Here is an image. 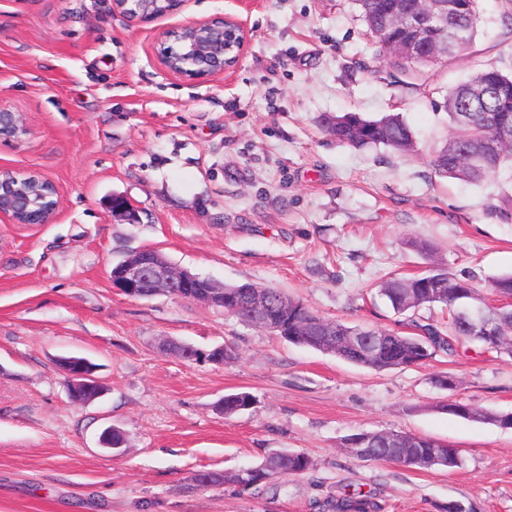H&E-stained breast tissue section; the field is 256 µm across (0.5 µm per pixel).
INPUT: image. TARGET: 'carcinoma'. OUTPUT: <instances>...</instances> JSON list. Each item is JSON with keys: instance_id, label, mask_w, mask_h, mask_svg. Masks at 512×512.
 Segmentation results:
<instances>
[{"instance_id": "cac0c4a2", "label": "carcinoma", "mask_w": 512, "mask_h": 512, "mask_svg": "<svg viewBox=\"0 0 512 512\" xmlns=\"http://www.w3.org/2000/svg\"><path fill=\"white\" fill-rule=\"evenodd\" d=\"M369 32L382 43L386 36L387 10L391 0H354ZM467 9L456 17L455 23L468 31L465 45H470L478 25L477 0H464ZM388 66L402 74L415 73L419 64L403 61L380 49ZM492 84L503 92H485ZM446 109L452 124L447 144L435 154L432 166L448 178L478 184L490 177L508 176L512 180V74H505L495 67L479 69L467 82L448 90ZM322 127L337 141L354 148L383 145L401 152L413 148V135L407 123L397 115H386L378 120H366L357 113L342 116L325 115ZM238 288L225 285L224 312L257 328L298 346L316 348L317 337L305 330L308 322H321L324 317L299 301H294L274 287L265 288L266 305L253 313L235 298ZM393 312L402 315L408 311L440 306L448 309V323L439 327L416 320L412 326L420 336L405 335L374 326H361L365 332H378L386 336L394 350L362 352L346 355L344 359L354 365L374 370L406 368L425 363L438 353L454 357L467 344L477 343L487 352L512 353V344L500 346L497 339L512 336V308L482 303L484 328H475L461 317L460 306L476 293L468 277L450 276L436 266L423 276H400L386 280L379 289ZM252 397L247 392L224 396V415L243 411ZM349 455L362 461H388L413 469L435 466L456 468L461 462L454 459L437 441L403 433L398 441L377 439L367 448H351ZM257 470L241 476L236 470L222 475L208 473L197 488L231 481L244 490H253L288 475L307 474L313 463L303 453L271 452L256 464ZM332 512H371L368 498L342 497L331 504Z\"/></svg>"}]
</instances>
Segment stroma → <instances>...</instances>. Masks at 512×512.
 <instances>
[{"mask_svg": "<svg viewBox=\"0 0 512 512\" xmlns=\"http://www.w3.org/2000/svg\"><path fill=\"white\" fill-rule=\"evenodd\" d=\"M473 43L412 78L387 67L354 0H182L149 23L112 0H0V102L26 136L0 141V168L60 191L48 224L0 217V512H319L365 495L378 512H512V429L448 414L451 400L512 412V355L479 347L420 366L371 370L297 346L223 309L174 296L127 297L111 271L150 248L227 284L282 289L322 316L397 328L380 298L394 274L435 249L492 304L512 273V220L500 179L435 173L450 133L446 93L478 69L512 73V0H478ZM248 31L236 67L201 81L170 72L161 32L218 16ZM397 114L415 148L357 149L323 114ZM129 199L140 221L111 209ZM232 345L223 366L161 349ZM97 366L106 393L73 403L58 357ZM455 377L454 391L436 380ZM240 391L253 406L224 416ZM122 431L119 453L101 448ZM453 444L460 467L361 461L360 431ZM273 451L305 453L312 473L261 491L191 489L198 471L231 472Z\"/></svg>", "mask_w": 512, "mask_h": 512, "instance_id": "stroma-1", "label": "stroma"}]
</instances>
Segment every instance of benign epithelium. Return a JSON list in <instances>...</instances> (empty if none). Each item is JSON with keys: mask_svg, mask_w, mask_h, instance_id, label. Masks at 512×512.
I'll return each instance as SVG.
<instances>
[{"mask_svg": "<svg viewBox=\"0 0 512 512\" xmlns=\"http://www.w3.org/2000/svg\"><path fill=\"white\" fill-rule=\"evenodd\" d=\"M114 10L141 23L151 22L158 15L150 13L135 0H112ZM454 5L447 0H393L390 3L394 36L386 39L388 53L407 59L424 58L437 51L438 44L429 41L433 32L462 42L465 29L448 26V16ZM186 33L176 47L169 48L187 65L179 75L191 80H203L229 70L226 60L239 61L246 43V33L238 20L224 16L204 22H189L175 29ZM28 133L24 114L9 104L0 103V140L19 139ZM48 184L52 193L42 204H36L39 190H23L14 186L18 172L0 169V217H7L19 224V216L30 218L33 224H49L59 206L55 183L38 175H29L26 181ZM112 211L127 218L129 223H139L138 211L123 196L112 197ZM112 287L131 298L169 295L188 301L203 300L210 303L224 302V284L216 280L203 282L198 276L176 267L154 249L132 252L112 275ZM345 347L360 352L382 348L383 336H349L343 339ZM65 375L69 398L77 403L89 404L103 396L106 387L95 376L91 364L84 359L59 360Z\"/></svg>", "mask_w": 512, "mask_h": 512, "instance_id": "1", "label": "benign epithelium"}]
</instances>
